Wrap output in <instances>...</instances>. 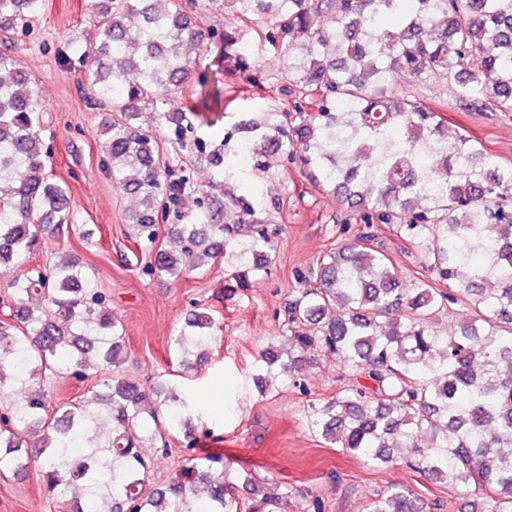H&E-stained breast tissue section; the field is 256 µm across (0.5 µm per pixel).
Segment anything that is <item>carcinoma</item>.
<instances>
[{"mask_svg":"<svg viewBox=\"0 0 512 512\" xmlns=\"http://www.w3.org/2000/svg\"><path fill=\"white\" fill-rule=\"evenodd\" d=\"M218 0H96L95 23L68 38L82 68L87 100L107 111L98 124L110 172L138 196L135 244L147 276L177 278L219 256L240 286L268 273L271 238L253 208L231 194L235 211L211 192L183 212L189 179L176 174L187 150L185 116L171 109L186 91L202 123L224 114L230 68L258 84V50L233 23H202ZM265 41L280 49L282 100L248 123L252 154L289 146L287 158L331 188L351 222L344 243L295 272L299 288L284 305L288 335L261 350L253 381L291 382L307 393L311 355L336 357L346 382L329 399H310L306 428L373 468L411 450L410 468L450 489L474 487L470 512H512V163L466 135L448 134L441 111L395 94L399 81L448 82L463 112L512 113V0H234ZM44 0H0V476L39 464L41 487L65 512H286L292 492L259 494L249 469L232 470L221 452L194 455L193 418L203 419L185 382L207 362L213 314L191 311L171 343L177 368L150 391L116 374L126 332L109 298L79 258L26 264L43 234L75 223L66 183L47 172L40 134L46 100L15 67L12 35L40 18ZM188 46L214 50L212 67ZM149 112L151 129L137 124ZM173 131L163 141L157 134ZM235 148L212 143L211 164L224 187L247 173ZM175 218L169 246L159 225ZM421 254L422 271L403 283L382 230ZM441 314L458 319L445 332ZM91 390L52 402L38 381L83 379ZM184 428L180 476L146 489L142 448L168 452L166 435ZM35 434L28 443L22 433ZM425 435L429 446L419 448ZM394 484L368 512H429Z\"/></svg>","mask_w":512,"mask_h":512,"instance_id":"1","label":"carcinoma"}]
</instances>
